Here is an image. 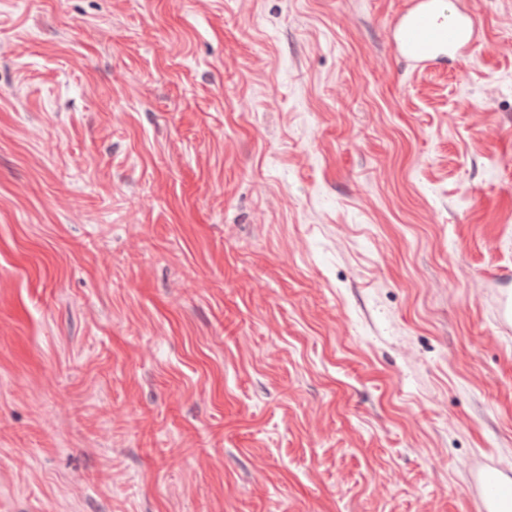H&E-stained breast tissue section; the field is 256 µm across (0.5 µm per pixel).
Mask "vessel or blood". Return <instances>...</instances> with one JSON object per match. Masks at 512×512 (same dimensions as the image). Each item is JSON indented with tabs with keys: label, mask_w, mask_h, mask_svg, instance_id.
I'll return each mask as SVG.
<instances>
[{
	"label": "vessel or blood",
	"mask_w": 512,
	"mask_h": 512,
	"mask_svg": "<svg viewBox=\"0 0 512 512\" xmlns=\"http://www.w3.org/2000/svg\"><path fill=\"white\" fill-rule=\"evenodd\" d=\"M441 2L409 0L394 22L399 56L428 65L469 52L478 38L479 18L468 12H450Z\"/></svg>",
	"instance_id": "1"
}]
</instances>
